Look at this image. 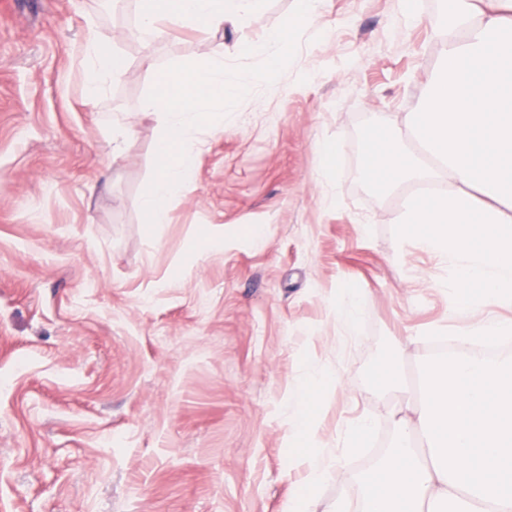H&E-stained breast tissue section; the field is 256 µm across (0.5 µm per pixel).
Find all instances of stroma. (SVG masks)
<instances>
[{
    "mask_svg": "<svg viewBox=\"0 0 512 512\" xmlns=\"http://www.w3.org/2000/svg\"><path fill=\"white\" fill-rule=\"evenodd\" d=\"M296 0H264L221 30L131 36L138 0H0V512H287L304 473L288 458V393L330 367L315 440L339 462L312 512L357 501L413 394L408 375L448 336V269L403 245L412 189L361 174L371 117L403 126L437 67L444 0H322L294 60L198 128L189 186L149 234L161 116L147 94L170 64H243ZM111 35L126 60L93 104L81 48ZM151 53L154 70L141 67ZM121 141L122 158L112 156ZM341 165L325 176L317 148ZM262 226V242L251 230ZM224 238L199 256L198 238ZM364 294L347 332L338 289ZM394 357L398 388L370 374ZM377 424L361 453L338 439Z\"/></svg>",
    "mask_w": 512,
    "mask_h": 512,
    "instance_id": "35a3bbf8",
    "label": "stroma"
}]
</instances>
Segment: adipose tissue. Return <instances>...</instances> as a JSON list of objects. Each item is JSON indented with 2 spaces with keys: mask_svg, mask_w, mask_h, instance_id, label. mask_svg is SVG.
Returning a JSON list of instances; mask_svg holds the SVG:
<instances>
[{
  "mask_svg": "<svg viewBox=\"0 0 512 512\" xmlns=\"http://www.w3.org/2000/svg\"><path fill=\"white\" fill-rule=\"evenodd\" d=\"M262 0H146L132 32L151 45L163 26L197 23L209 29L257 10ZM441 47L443 74L428 88L403 131L372 128L360 143L365 180L386 191L405 183L431 186L402 215L405 239L452 276L451 318L474 302L512 307V0H448ZM88 99L103 93L125 68L112 40L93 34L84 47ZM332 371L308 365L305 382L288 399L291 455L305 468L304 497L290 512H307L333 461L317 448L315 426Z\"/></svg>",
  "mask_w": 512,
  "mask_h": 512,
  "instance_id": "adipose-tissue-1",
  "label": "adipose tissue"
}]
</instances>
